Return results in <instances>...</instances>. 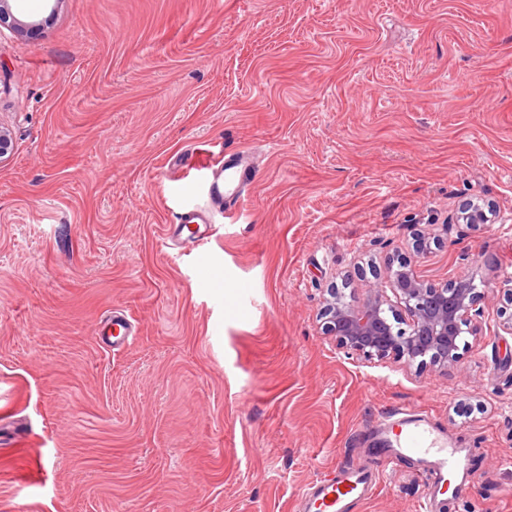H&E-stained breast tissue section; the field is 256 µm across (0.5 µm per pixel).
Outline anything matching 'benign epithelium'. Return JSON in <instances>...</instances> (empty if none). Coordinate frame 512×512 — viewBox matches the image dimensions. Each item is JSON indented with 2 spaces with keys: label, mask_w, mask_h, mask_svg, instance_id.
Wrapping results in <instances>:
<instances>
[{
  "label": "benign epithelium",
  "mask_w": 512,
  "mask_h": 512,
  "mask_svg": "<svg viewBox=\"0 0 512 512\" xmlns=\"http://www.w3.org/2000/svg\"><path fill=\"white\" fill-rule=\"evenodd\" d=\"M495 217L492 204L469 200L448 223L486 224ZM327 293L320 329L336 351L361 363L393 359L418 374L457 366L459 337L476 331L481 318V292L467 276L429 283L406 259L390 261L363 299L337 287Z\"/></svg>",
  "instance_id": "obj_1"
}]
</instances>
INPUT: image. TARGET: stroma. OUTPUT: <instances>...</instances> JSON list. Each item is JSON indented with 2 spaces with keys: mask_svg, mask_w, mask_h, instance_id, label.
Listing matches in <instances>:
<instances>
[{
  "mask_svg": "<svg viewBox=\"0 0 512 512\" xmlns=\"http://www.w3.org/2000/svg\"><path fill=\"white\" fill-rule=\"evenodd\" d=\"M0 26V512H298L379 464L353 512H422L401 409L466 450L436 512H512V0H7ZM252 153L186 255L188 154ZM467 200L494 223L444 230ZM428 233V253L412 243ZM483 296L450 373L362 364L319 328L390 260ZM126 315L119 351L99 322ZM176 224L168 225V234L175 240L181 249L198 248L211 236V224L206 213L198 208L179 214ZM377 469H348L332 477L325 476L305 487L300 497L308 512H351L353 506L371 493L376 485Z\"/></svg>",
  "mask_w": 512,
  "mask_h": 512,
  "instance_id": "obj_1",
  "label": "stroma"
}]
</instances>
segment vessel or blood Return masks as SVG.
I'll return each instance as SVG.
<instances>
[{
	"instance_id": "vessel-or-blood-1",
	"label": "vessel or blood",
	"mask_w": 512,
	"mask_h": 512,
	"mask_svg": "<svg viewBox=\"0 0 512 512\" xmlns=\"http://www.w3.org/2000/svg\"><path fill=\"white\" fill-rule=\"evenodd\" d=\"M249 158V153L243 150L228 151L218 158L195 154L189 157L186 166L211 171L213 180L208 188L211 201L232 212L239 208L243 190L253 175ZM168 234L181 249L193 250L209 239L211 226L206 213L194 208L181 213L177 223L169 225ZM389 418L395 437L387 442L388 454L419 457L436 486L448 483L455 490L464 491L466 469L459 449L446 447L423 417L394 411ZM376 485L375 469L343 470L305 487L301 492L303 508L305 512H351Z\"/></svg>"
}]
</instances>
